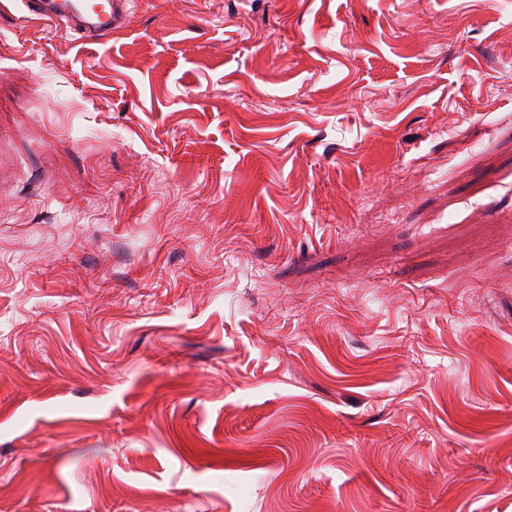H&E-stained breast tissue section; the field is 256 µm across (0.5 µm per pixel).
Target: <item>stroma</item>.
I'll return each mask as SVG.
<instances>
[{
	"label": "stroma",
	"mask_w": 512,
	"mask_h": 512,
	"mask_svg": "<svg viewBox=\"0 0 512 512\" xmlns=\"http://www.w3.org/2000/svg\"><path fill=\"white\" fill-rule=\"evenodd\" d=\"M0 512H512V0L0 6ZM28 18L58 25L79 40L97 42L125 27L129 13L128 0H21Z\"/></svg>",
	"instance_id": "obj_1"
}]
</instances>
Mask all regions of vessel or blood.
Here are the masks:
<instances>
[{"mask_svg":"<svg viewBox=\"0 0 512 512\" xmlns=\"http://www.w3.org/2000/svg\"><path fill=\"white\" fill-rule=\"evenodd\" d=\"M27 17L61 26L79 40L97 42L124 28L129 0H21Z\"/></svg>","mask_w":512,"mask_h":512,"instance_id":"vessel-or-blood-1","label":"vessel or blood"}]
</instances>
